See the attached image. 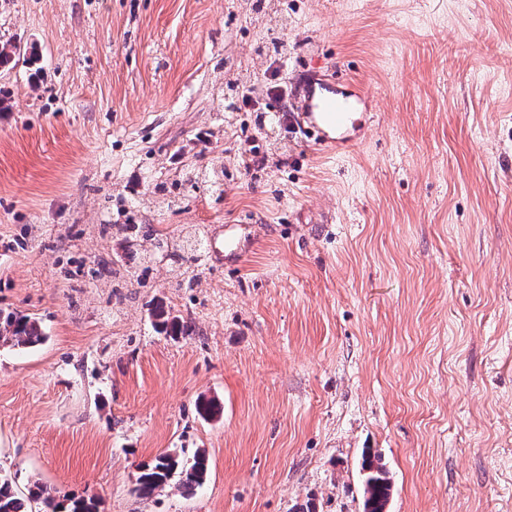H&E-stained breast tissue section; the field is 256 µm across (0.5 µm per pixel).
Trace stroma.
<instances>
[{
  "instance_id": "obj_1",
  "label": "stroma",
  "mask_w": 512,
  "mask_h": 512,
  "mask_svg": "<svg viewBox=\"0 0 512 512\" xmlns=\"http://www.w3.org/2000/svg\"><path fill=\"white\" fill-rule=\"evenodd\" d=\"M7 42L39 55L0 67V309L46 335L0 344L19 491L362 512L369 449L390 512H512V0H0ZM323 82L366 93L352 146L297 128ZM212 164L222 198L177 186ZM141 199L214 237L192 287L113 233ZM158 301L191 335L156 331ZM173 448L204 449L207 482L138 496Z\"/></svg>"
}]
</instances>
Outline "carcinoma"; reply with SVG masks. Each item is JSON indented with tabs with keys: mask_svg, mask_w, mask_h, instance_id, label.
<instances>
[{
	"mask_svg": "<svg viewBox=\"0 0 512 512\" xmlns=\"http://www.w3.org/2000/svg\"><path fill=\"white\" fill-rule=\"evenodd\" d=\"M187 183H202L218 191L224 185V166L187 169L182 174V184ZM118 230L125 234L131 259L142 262L152 259V251L162 252L171 266L180 269L177 273L180 277L177 287L193 286L195 275L188 274L184 262L189 260L198 267L203 264L204 228H195L190 237L180 242L156 229L146 231L141 224H120ZM152 315L156 328L172 338L187 336L192 329L191 321L171 314L162 305L155 306ZM44 339L45 333L37 319L14 311L0 310V343L25 348L35 346ZM195 409L204 420H214L223 414V405L214 398L198 401ZM361 468L364 471L363 512H388L392 480L381 454L366 451ZM208 475L209 464L205 450L198 449L190 457L184 456L182 451L170 450L139 467L134 490L141 496L150 497L174 480L178 489L192 493L205 484ZM31 501L42 502L46 512H98V500L92 497H61L56 490L39 482L32 483L27 496L23 497L15 489L12 477L0 471V512H28L27 503Z\"/></svg>",
	"mask_w": 512,
	"mask_h": 512,
	"instance_id": "cac0c4a2",
	"label": "carcinoma"
}]
</instances>
